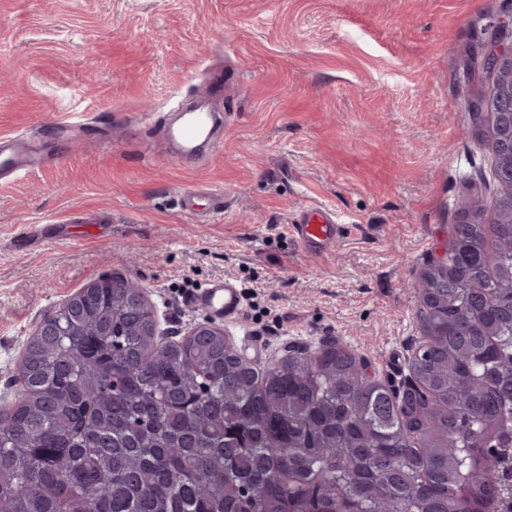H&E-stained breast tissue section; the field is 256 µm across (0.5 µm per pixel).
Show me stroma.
Instances as JSON below:
<instances>
[{"mask_svg":"<svg viewBox=\"0 0 512 512\" xmlns=\"http://www.w3.org/2000/svg\"><path fill=\"white\" fill-rule=\"evenodd\" d=\"M512 0H0V139L46 162L0 178V411L45 315L115 272L161 340L207 311L182 296L230 276L224 333L258 368L289 344H347L398 385L423 336L415 285L464 197L494 200L493 156L466 80ZM212 148L178 157L189 104ZM197 191L185 211L186 191ZM224 213L213 216L214 205ZM310 204L346 229L331 252L288 226ZM26 224H53L45 245Z\"/></svg>","mask_w":512,"mask_h":512,"instance_id":"35a3bbf8","label":"stroma"}]
</instances>
